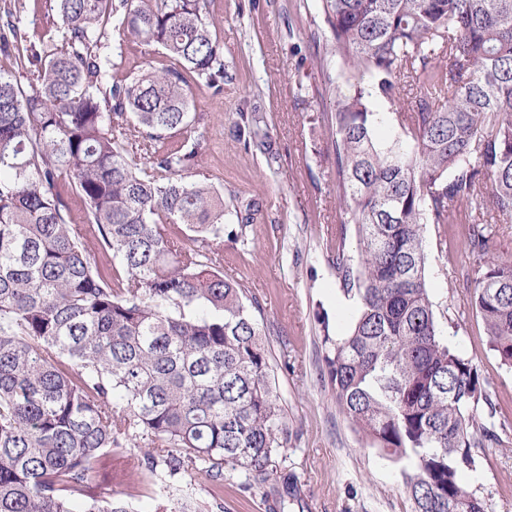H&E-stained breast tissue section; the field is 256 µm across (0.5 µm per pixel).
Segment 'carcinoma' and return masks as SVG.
I'll return each instance as SVG.
<instances>
[{"label": "carcinoma", "instance_id": "obj_1", "mask_svg": "<svg viewBox=\"0 0 512 512\" xmlns=\"http://www.w3.org/2000/svg\"><path fill=\"white\" fill-rule=\"evenodd\" d=\"M335 55L357 75L336 94V175L358 262L336 237V278L357 303L347 336H323L339 411L400 467L410 512H489L460 473L502 438L477 368L445 343L427 281L424 229L455 212L478 265L473 305L512 368V261L484 216L512 221V0H321ZM59 23L31 40L19 0L0 7V512H73L100 457L141 448V467L180 494L185 474L244 472L242 488L290 477L275 459L288 426L265 331L208 244L248 247L252 198L184 175L202 167L191 86L224 91L206 0H54ZM131 37L167 64L115 75ZM400 134L375 137L374 97L400 104ZM234 138L270 150L264 117ZM145 147L148 165L127 161ZM85 206L71 221L68 197ZM228 215L237 227L224 232ZM200 245H194V242ZM100 248L92 254L90 245ZM82 512H134L89 497Z\"/></svg>", "mask_w": 512, "mask_h": 512}]
</instances>
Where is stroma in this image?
<instances>
[{
    "label": "stroma",
    "instance_id": "obj_1",
    "mask_svg": "<svg viewBox=\"0 0 512 512\" xmlns=\"http://www.w3.org/2000/svg\"><path fill=\"white\" fill-rule=\"evenodd\" d=\"M224 48V90L191 91L202 114L201 180L223 194L259 201L248 229L250 244L225 240L217 264L258 303L267 327L272 377L288 446L276 459L292 475L288 512H408L398 467L368 447L339 412L325 379L323 336H345L356 311L336 278L331 240L346 216L336 182V128L331 123L338 88L350 75L333 53L321 0H207ZM261 113L277 154L267 166L260 152H245L232 135L239 113ZM468 227H448V245L427 226V276L441 335L476 366L493 393L503 445L479 449L477 471L462 479L485 497L490 512H512V369L491 350L471 304L477 264L465 247ZM140 449L100 457L85 492L71 496L75 512L87 497L116 494L136 512L178 503L137 470ZM195 512H273L269 488L242 490L243 476L221 481L192 475Z\"/></svg>",
    "mask_w": 512,
    "mask_h": 512
}]
</instances>
